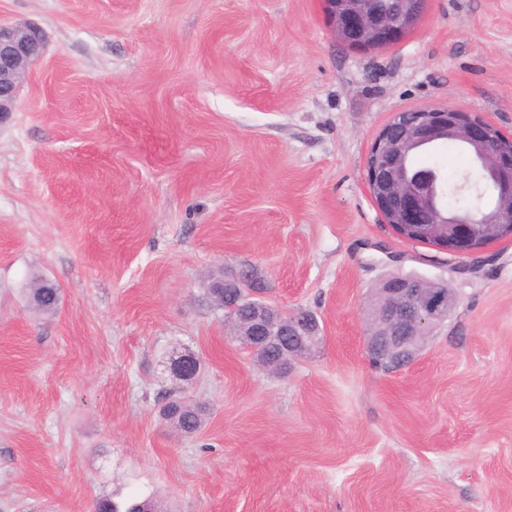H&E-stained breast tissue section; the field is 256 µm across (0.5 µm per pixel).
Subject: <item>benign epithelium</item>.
I'll use <instances>...</instances> for the list:
<instances>
[{
    "instance_id": "1",
    "label": "benign epithelium",
    "mask_w": 512,
    "mask_h": 512,
    "mask_svg": "<svg viewBox=\"0 0 512 512\" xmlns=\"http://www.w3.org/2000/svg\"><path fill=\"white\" fill-rule=\"evenodd\" d=\"M335 35L352 48H385L411 31L423 13V0H322ZM47 48L43 29L33 22L0 23V122L15 111L32 67ZM466 148L493 186V199L466 215L447 211V193L435 172H419L410 154L442 140ZM366 184L385 223L403 239L421 236L426 243L458 255L471 254L494 241L512 237V136L485 119L458 107H420L393 115L375 138L366 160ZM385 303L381 330L369 332V355L387 359L395 368L417 355L432 330L448 319L456 306L455 294L423 277L393 276L384 280ZM256 298L242 342L254 352L261 346L254 333L288 336L298 348L314 351L321 329L309 330L296 315L275 322L273 311L261 301L263 292L245 289ZM200 360L182 354L172 361V374L189 381Z\"/></svg>"
}]
</instances>
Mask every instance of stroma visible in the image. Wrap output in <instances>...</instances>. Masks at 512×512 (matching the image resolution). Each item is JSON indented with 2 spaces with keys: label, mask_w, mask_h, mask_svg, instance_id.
<instances>
[{
  "label": "stroma",
  "mask_w": 512,
  "mask_h": 512,
  "mask_svg": "<svg viewBox=\"0 0 512 512\" xmlns=\"http://www.w3.org/2000/svg\"><path fill=\"white\" fill-rule=\"evenodd\" d=\"M0 21L48 36L0 124V512H512V238L407 241L365 184L394 113L456 105L512 135V0H427L377 50L321 0H0ZM245 269L322 326L286 373L208 293ZM392 274L457 304L386 372L366 310ZM184 349L189 383L167 369ZM169 394L205 405L196 434L162 419ZM40 277H34L29 288V301L38 311L53 313L59 306L61 292L59 288H41Z\"/></svg>",
  "instance_id": "obj_1"
}]
</instances>
